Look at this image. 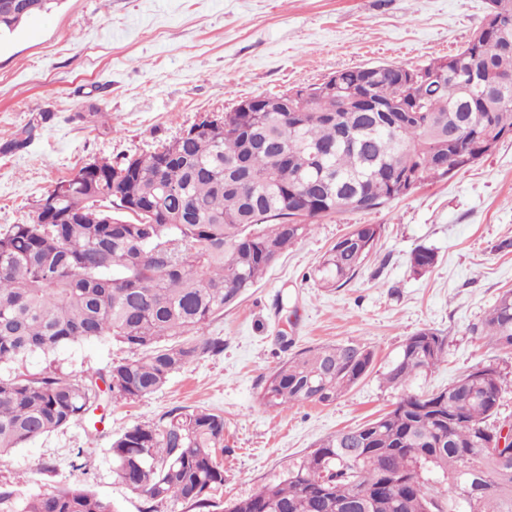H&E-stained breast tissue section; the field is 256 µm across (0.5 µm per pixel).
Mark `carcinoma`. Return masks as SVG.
Here are the masks:
<instances>
[{"instance_id": "carcinoma-1", "label": "carcinoma", "mask_w": 512, "mask_h": 512, "mask_svg": "<svg viewBox=\"0 0 512 512\" xmlns=\"http://www.w3.org/2000/svg\"><path fill=\"white\" fill-rule=\"evenodd\" d=\"M54 3L0 0V33ZM488 12L498 21L488 45L469 41L419 69L377 64L367 79L361 67L339 70L336 89L297 86L294 100L256 96L255 112L238 105L152 153L81 167L47 193L50 210L0 233V369L91 339L143 352L74 379L51 368L0 372V456L85 420L102 384L114 399H142L202 355L223 352L206 324L313 220L384 207L512 137V0H489ZM379 238L380 226H356L318 260V281L347 283ZM435 261L418 247L410 267L419 273ZM473 332L512 349V289ZM446 348L433 329L408 337L382 373L403 390L391 411L315 444L282 482L225 512H512V447H488L512 379L488 364L438 392L409 390ZM373 361L354 341L305 348L264 376L261 402L279 411L330 404ZM165 418L112 441L113 473L146 512L178 502L212 512L208 491L224 483V417ZM0 512H112V504L76 483L33 497L0 489Z\"/></svg>"}]
</instances>
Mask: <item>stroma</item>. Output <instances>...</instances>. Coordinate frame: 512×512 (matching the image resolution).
<instances>
[{
  "label": "stroma",
  "mask_w": 512,
  "mask_h": 512,
  "mask_svg": "<svg viewBox=\"0 0 512 512\" xmlns=\"http://www.w3.org/2000/svg\"><path fill=\"white\" fill-rule=\"evenodd\" d=\"M488 0H59L0 36V230L31 221L50 187L82 166L153 151L240 100L314 84L345 68L421 66L455 55L481 27ZM19 149L10 143L24 129ZM358 224H377L375 252L337 288L314 276L319 257ZM434 250L417 275L412 251ZM512 289V138L468 169L373 211L318 220L262 280L206 328L222 337L156 393L104 398L96 424L75 423L0 456V486L35 495L84 484L113 512H142L141 496L112 474V441L174 409L224 416V484L217 508L279 483L337 431L390 410L402 395L381 380L405 340L423 328L447 354L417 392L447 387L474 366L512 372V350L473 327ZM358 341L371 372L327 405L274 411L262 379L303 347ZM130 351L87 341L18 365L71 377L107 370Z\"/></svg>",
  "instance_id": "35a3bbf8"
}]
</instances>
